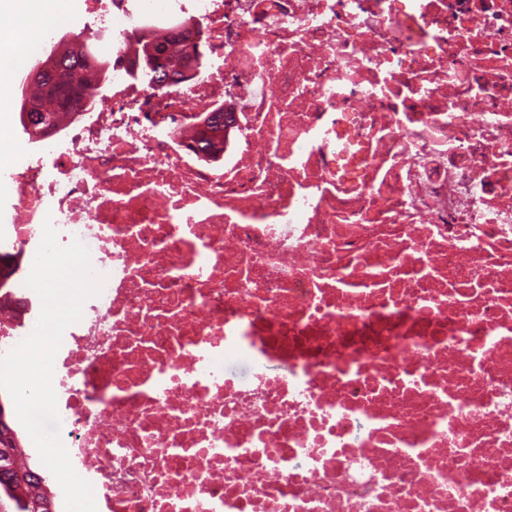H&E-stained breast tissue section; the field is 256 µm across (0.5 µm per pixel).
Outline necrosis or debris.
Segmentation results:
<instances>
[{
  "mask_svg": "<svg viewBox=\"0 0 512 512\" xmlns=\"http://www.w3.org/2000/svg\"><path fill=\"white\" fill-rule=\"evenodd\" d=\"M135 28L202 70L119 63L0 158V256L49 220L107 277L53 374L97 512H512V0H167L113 55ZM40 313L15 280L0 356ZM124 49L130 65L145 73L151 80L153 91L158 93L167 90L174 81L191 80L195 75L187 74L189 62L202 61V52L197 44H186L173 34L163 39L150 38L134 29L128 35ZM195 62L192 73L198 71ZM225 124L218 121H205V129L202 131L201 149L210 155V158H216L221 152H224V129Z\"/></svg>",
  "mask_w": 512,
  "mask_h": 512,
  "instance_id": "obj_1",
  "label": "necrosis or debris"
}]
</instances>
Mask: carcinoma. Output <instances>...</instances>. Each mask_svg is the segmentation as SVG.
Listing matches in <instances>:
<instances>
[{
	"label": "carcinoma",
	"mask_w": 512,
	"mask_h": 512,
	"mask_svg": "<svg viewBox=\"0 0 512 512\" xmlns=\"http://www.w3.org/2000/svg\"><path fill=\"white\" fill-rule=\"evenodd\" d=\"M89 40L78 34L67 46L52 49L45 59L37 61L41 75L27 76L22 81L17 116L29 140L57 133L97 101L102 83L112 74V60L98 57ZM125 55L130 65L150 78L152 89L159 93L176 80H191L188 64L202 58L196 44H187L173 35L150 38L137 29L128 35ZM224 129L223 123L205 121L201 149L212 158L224 151ZM5 482L13 489L8 495L12 512H48L45 505L51 504V499L44 479L31 467L20 443L10 458L0 459V485Z\"/></svg>",
	"instance_id": "carcinoma-1"
}]
</instances>
